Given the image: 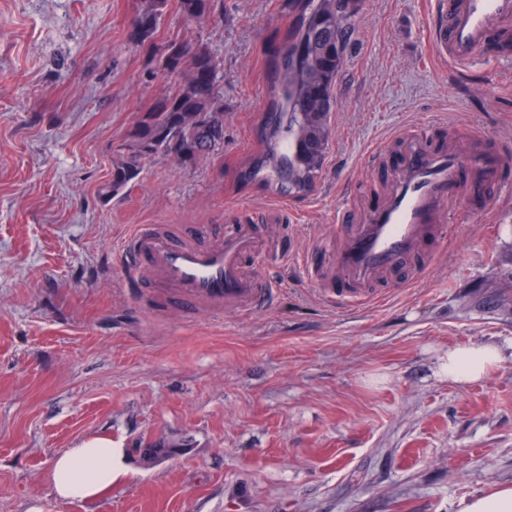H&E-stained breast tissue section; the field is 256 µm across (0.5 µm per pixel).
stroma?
Listing matches in <instances>:
<instances>
[{
  "instance_id": "1",
  "label": "stroma",
  "mask_w": 512,
  "mask_h": 512,
  "mask_svg": "<svg viewBox=\"0 0 512 512\" xmlns=\"http://www.w3.org/2000/svg\"><path fill=\"white\" fill-rule=\"evenodd\" d=\"M285 2L167 12L160 37L220 63L224 145L109 194L117 146L177 82L128 41L141 0H0V512H457L512 484V356L467 385L440 371L512 346V52L429 63L423 0H359L322 169L281 206L253 161ZM412 129L463 154L481 135L508 179L461 184L427 263L331 303L304 262L332 275L337 211L382 200ZM241 220L277 288L261 310H152L120 263L136 225L205 246ZM99 437L127 452L111 490L58 498L55 456ZM505 355L504 347L491 342L478 343L466 349L452 348L448 350L441 370L456 383L468 384L497 369Z\"/></svg>"
}]
</instances>
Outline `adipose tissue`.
<instances>
[{
  "label": "adipose tissue",
  "instance_id": "1",
  "mask_svg": "<svg viewBox=\"0 0 512 512\" xmlns=\"http://www.w3.org/2000/svg\"><path fill=\"white\" fill-rule=\"evenodd\" d=\"M505 355L504 347L491 342L452 348L441 370L456 383L467 384L497 369ZM123 457V451L113 448L108 438H96L66 449L55 458L50 472L56 495L64 500L100 496L111 488L114 466Z\"/></svg>",
  "mask_w": 512,
  "mask_h": 512
}]
</instances>
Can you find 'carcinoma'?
I'll return each mask as SVG.
<instances>
[{"label": "carcinoma", "instance_id": "carcinoma-1", "mask_svg": "<svg viewBox=\"0 0 512 512\" xmlns=\"http://www.w3.org/2000/svg\"><path fill=\"white\" fill-rule=\"evenodd\" d=\"M171 0H145L128 30V41L150 61L180 78L176 87L139 112L127 145L113 160L109 191L117 193L137 179L144 161L166 153L181 165L213 154L224 141V102L216 92L218 62L205 46L179 39L158 43L162 17ZM189 21L208 17L214 0H176ZM358 0H288L294 25L288 57L273 62L271 117L261 133L266 142L288 133V193L309 187L322 165L333 89L348 58L349 33Z\"/></svg>", "mask_w": 512, "mask_h": 512}]
</instances>
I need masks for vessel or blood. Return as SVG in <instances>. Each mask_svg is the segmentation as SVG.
<instances>
[{
  "mask_svg": "<svg viewBox=\"0 0 512 512\" xmlns=\"http://www.w3.org/2000/svg\"><path fill=\"white\" fill-rule=\"evenodd\" d=\"M429 41L438 61L470 67L492 37L512 24V0H430ZM403 164L383 200L363 211L345 228L334 258L341 289L325 286V294L344 303H358L370 288L403 262L422 252L425 240L442 237L448 221L446 206L461 181L479 192L501 180L496 156L474 148L431 146L420 134H400ZM261 236L253 224L228 225L223 238L199 246L178 239L157 224L137 225L121 260L138 287L149 289L160 303L176 302L186 309L206 308L221 316L258 310L274 288L258 279L252 263L259 260Z\"/></svg>",
  "mask_w": 512,
  "mask_h": 512,
  "instance_id": "1",
  "label": "vessel or blood"
}]
</instances>
